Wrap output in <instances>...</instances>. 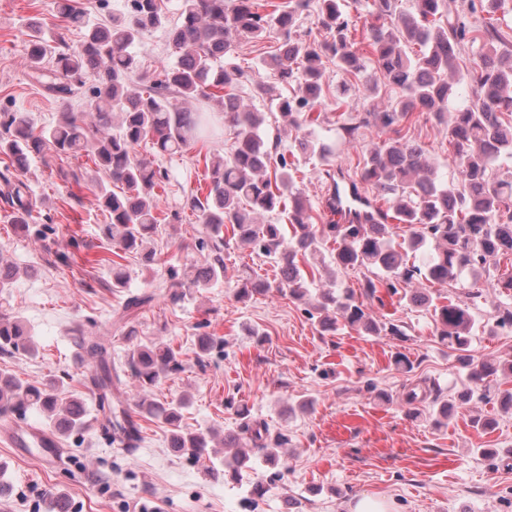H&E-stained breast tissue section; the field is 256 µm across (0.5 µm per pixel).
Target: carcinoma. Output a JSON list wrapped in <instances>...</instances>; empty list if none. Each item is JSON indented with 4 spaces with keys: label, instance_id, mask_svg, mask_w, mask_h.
I'll list each match as a JSON object with an SVG mask.
<instances>
[{
    "label": "carcinoma",
    "instance_id": "1",
    "mask_svg": "<svg viewBox=\"0 0 512 512\" xmlns=\"http://www.w3.org/2000/svg\"><path fill=\"white\" fill-rule=\"evenodd\" d=\"M314 1L317 22L329 39L301 41L296 38L297 21ZM361 1L371 6L364 38L370 42L376 67L399 96L336 123V140L349 143L369 126L385 135L370 150L361 181L376 190L388 210L358 196L356 183L333 168L332 146L311 129L299 138V148L318 158L331 190L353 193L361 218L357 224L313 223L303 197L292 191V163L265 133V113L232 91L241 77L239 69L222 65L238 39L276 31L278 45L263 60L266 80L254 89L277 102L288 126L302 127L305 114L321 102L328 61L347 77L359 79L366 70L350 34L346 0H285L267 14L258 11L255 0H182L178 22L168 28L177 61L152 76L141 72L140 59L130 47L143 31L166 25L160 0H128V19L114 20L110 27L91 22L72 0H56L60 17L85 29V39L72 47L62 38L46 37L42 25L32 24L29 75L64 103L89 82L91 94L86 111L65 112L56 124L39 130L23 112L0 111V155L10 160L0 171L6 187L5 219L18 230L29 229L31 191L16 172L31 158L85 155L105 178L98 201L109 214L104 233L112 241L113 253L142 251L145 261H154L147 245L158 224V189L168 175L155 159L138 157L136 147L149 139L156 156L186 150L206 127L203 109L193 112L186 104H203L229 87L231 91L220 97L224 123L234 130L231 150L208 167L206 194L186 200L199 218L198 245L207 257L187 271L170 270L164 283L169 299L181 300L186 288L204 291L224 276L226 225L251 252L271 257L278 265L276 285L247 280L237 289L241 301L275 287L295 299L309 300L325 331L336 330L341 322L375 335L402 336L398 325L377 319L360 301L376 298L382 286L432 309L438 336L468 371L470 386L457 397L446 399L435 387L423 392L412 388L404 396L405 404L429 399L445 417L467 410L472 412L473 427L490 429L495 421L475 411L474 405L487 399V388L497 375L512 376V357L478 361L470 345L477 324L473 306L480 294L478 279L502 257L512 256V57L502 47L497 16L505 10L506 0H483L485 16L469 25L453 14L438 22L444 0H410L407 7L400 0H353ZM466 47L480 64L468 73L464 93L459 88L457 55ZM276 82L292 83L290 96L275 99ZM415 111L429 113L444 126L456 163L449 175L441 174L422 143L401 134V122ZM273 162L279 181L275 187L267 175ZM111 185L120 192L109 189ZM276 210L288 211L289 228L259 222L258 216ZM390 219L409 225L410 235L403 242H395ZM329 242L336 245V266L363 267L376 272V278H365L358 292L334 282L315 287L298 257L315 255ZM466 276L472 289L464 300L450 296L438 304L430 294L415 289L424 282L453 287ZM19 351H34L30 335L19 320L0 315V353ZM182 369L179 353L156 343L137 347L127 361V371L142 391L139 413L169 426V447L201 456L211 438L181 427V410L188 400L162 403L152 398L164 379ZM114 379L120 380L119 374L101 360L100 374L92 380L101 391L100 400H105ZM33 408L45 413L53 430L65 437L81 428L87 415L84 400L66 391L62 382L23 381L0 369V415L24 414ZM112 429L130 445L141 439L139 424L126 409L113 413ZM242 436L268 459L275 458L268 451L266 426L246 418L240 433L226 436L222 444L234 447Z\"/></svg>",
    "mask_w": 512,
    "mask_h": 512
}]
</instances>
